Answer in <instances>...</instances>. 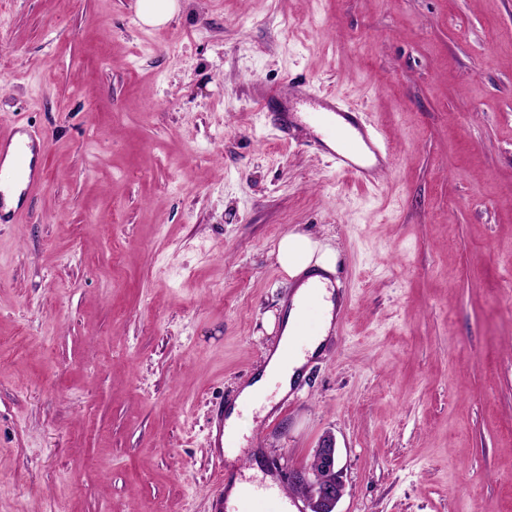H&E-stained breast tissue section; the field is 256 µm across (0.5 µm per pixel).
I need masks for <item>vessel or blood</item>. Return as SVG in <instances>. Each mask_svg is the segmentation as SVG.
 <instances>
[{"label": "vessel or blood", "instance_id": "obj_1", "mask_svg": "<svg viewBox=\"0 0 512 512\" xmlns=\"http://www.w3.org/2000/svg\"><path fill=\"white\" fill-rule=\"evenodd\" d=\"M308 113L313 122L330 130L336 140L334 157L338 171L369 183L378 168L390 166L389 149L377 134L369 133L359 112L346 107L333 93L310 95ZM35 139L18 123L0 130V223H19L22 202L46 185L45 149L34 146ZM262 490H246L236 505L217 497L213 512H262Z\"/></svg>", "mask_w": 512, "mask_h": 512}]
</instances>
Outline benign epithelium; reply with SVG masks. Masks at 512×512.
Returning a JSON list of instances; mask_svg holds the SVG:
<instances>
[{
    "label": "benign epithelium",
    "instance_id": "7a95c632",
    "mask_svg": "<svg viewBox=\"0 0 512 512\" xmlns=\"http://www.w3.org/2000/svg\"><path fill=\"white\" fill-rule=\"evenodd\" d=\"M294 483L310 489L315 512H335L343 496L341 470L337 469L336 448L332 440H326L317 449L309 467L293 472Z\"/></svg>",
    "mask_w": 512,
    "mask_h": 512
}]
</instances>
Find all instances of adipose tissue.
<instances>
[{
	"mask_svg": "<svg viewBox=\"0 0 512 512\" xmlns=\"http://www.w3.org/2000/svg\"><path fill=\"white\" fill-rule=\"evenodd\" d=\"M274 255L285 276L297 288L289 306L280 316L270 317L278 325L281 336L275 351L255 379L241 390L240 403L262 405L270 387H277L279 396H287L294 383L302 377L309 360L318 355L333 327V293L328 288V274L336 270V253L329 246L300 232L285 233ZM319 308L318 322L309 336L299 337L297 330L309 304Z\"/></svg>",
	"mask_w": 512,
	"mask_h": 512,
	"instance_id": "1",
	"label": "adipose tissue"
}]
</instances>
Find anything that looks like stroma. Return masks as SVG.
<instances>
[{"label":"stroma","mask_w":512,"mask_h":512,"mask_svg":"<svg viewBox=\"0 0 512 512\" xmlns=\"http://www.w3.org/2000/svg\"><path fill=\"white\" fill-rule=\"evenodd\" d=\"M0 0V123L48 140L0 224V512H211L213 411L274 350L287 232L345 307L236 461L337 512H512V0ZM336 92L395 158L372 185L275 128ZM137 13L147 26H161L171 21L179 11L178 0H137ZM329 475L325 482L320 476ZM294 484H305L310 489L314 512H335L343 496L341 470L337 469L336 448L331 439L317 448L309 467L293 472Z\"/></svg>","instance_id":"1"}]
</instances>
